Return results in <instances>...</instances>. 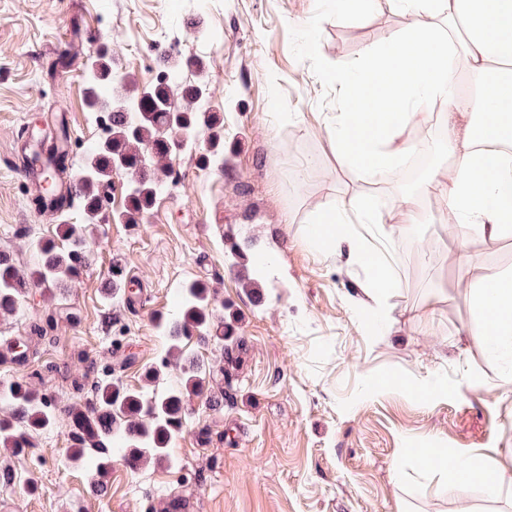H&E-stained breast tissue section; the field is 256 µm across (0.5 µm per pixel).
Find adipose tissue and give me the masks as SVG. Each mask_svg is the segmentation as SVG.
<instances>
[{"label":"adipose tissue","instance_id":"obj_1","mask_svg":"<svg viewBox=\"0 0 512 512\" xmlns=\"http://www.w3.org/2000/svg\"><path fill=\"white\" fill-rule=\"evenodd\" d=\"M412 24L384 45L368 51L351 69L336 77L347 110L334 130L341 162L366 176L390 173L414 150L401 139L407 110L416 102L443 99L444 145L455 160L448 208L457 221L482 237L496 240L512 233V157L501 144L512 140V0H400ZM465 30L458 44L457 30ZM465 54L477 95H460L453 82L458 54ZM471 112L483 117V136L458 128L453 117ZM343 207L328 210L311 225L312 243L331 244L337 254L372 262L376 274L362 289L378 298L390 282V266L382 254L356 250L350 231H337ZM481 314L474 333L490 351L512 355V276L480 288ZM418 456L450 480L458 496L471 482L501 481V474L483 470L475 457L436 456L421 447Z\"/></svg>","mask_w":512,"mask_h":512}]
</instances>
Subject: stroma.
I'll return each mask as SVG.
<instances>
[{
    "label": "stroma",
    "mask_w": 512,
    "mask_h": 512,
    "mask_svg": "<svg viewBox=\"0 0 512 512\" xmlns=\"http://www.w3.org/2000/svg\"><path fill=\"white\" fill-rule=\"evenodd\" d=\"M74 21L98 30L99 46L141 86L157 82L160 47L180 43L189 80H205L224 115L226 162L203 169L197 156L172 157L180 178L139 223L92 225L103 245L78 278L51 295L29 289L0 314V341L52 320L27 363L0 368V385L25 381L61 410L88 408L107 375L176 386L154 320L191 279L209 284L217 315L238 318L240 368L222 410L192 399L172 463L133 471L116 456L93 481L71 463L62 423L24 451L0 448V512H155L173 494L188 512H512V485L479 479L460 500L416 453L423 444L475 453L512 476V362L470 334L474 292L512 273V235L465 237L449 224L454 159L440 112L411 108L401 129L433 150L417 189L427 221L413 227L415 249L388 243L394 283L380 302L360 291L372 264L306 238L321 212L364 196L381 214L402 211L398 173L364 178L336 157L334 73L401 34L409 16L357 12L347 0H0V252L24 273L39 260L33 242L55 237L60 217L35 207L18 176L19 133L48 132V116L64 112L77 140L99 136L83 83L97 46L73 36ZM235 247L269 260L260 295L242 287ZM116 266L134 275L138 303L108 290Z\"/></svg>",
    "instance_id": "obj_1"
}]
</instances>
